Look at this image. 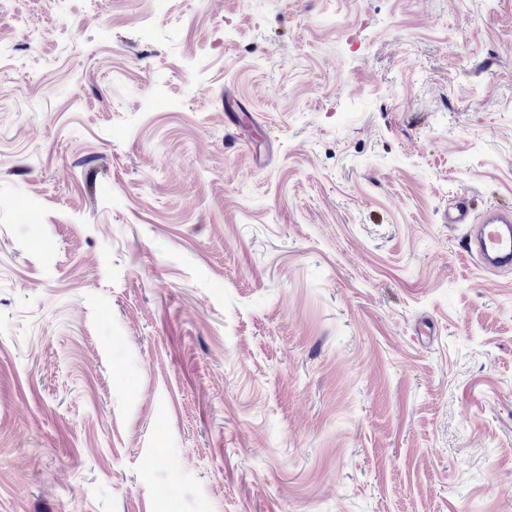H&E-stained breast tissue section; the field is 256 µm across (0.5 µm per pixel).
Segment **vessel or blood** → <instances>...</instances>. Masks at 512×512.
I'll list each match as a JSON object with an SVG mask.
<instances>
[{
  "label": "vessel or blood",
  "mask_w": 512,
  "mask_h": 512,
  "mask_svg": "<svg viewBox=\"0 0 512 512\" xmlns=\"http://www.w3.org/2000/svg\"><path fill=\"white\" fill-rule=\"evenodd\" d=\"M448 224L467 226L468 249L489 270L512 269V209L489 207L481 223H474L470 205L458 200L445 212Z\"/></svg>",
  "instance_id": "1"
}]
</instances>
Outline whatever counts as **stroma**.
<instances>
[{"instance_id":"obj_1","label":"stroma","mask_w":512,"mask_h":512,"mask_svg":"<svg viewBox=\"0 0 512 512\" xmlns=\"http://www.w3.org/2000/svg\"><path fill=\"white\" fill-rule=\"evenodd\" d=\"M0 53V512H512V274L442 222L512 207V0H0Z\"/></svg>"}]
</instances>
